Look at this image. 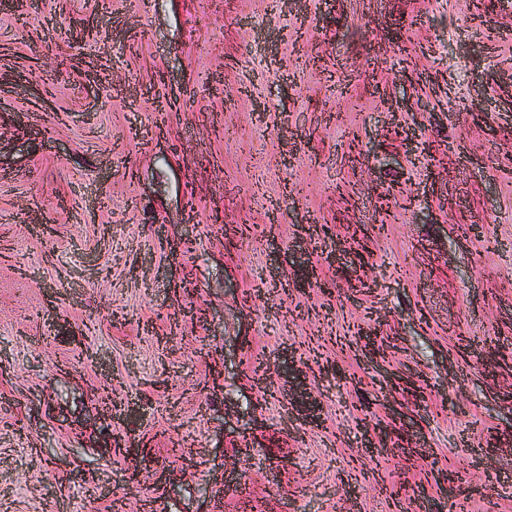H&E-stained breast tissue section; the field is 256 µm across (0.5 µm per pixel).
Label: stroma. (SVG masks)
Returning <instances> with one entry per match:
<instances>
[{"label": "stroma", "instance_id": "stroma-1", "mask_svg": "<svg viewBox=\"0 0 512 512\" xmlns=\"http://www.w3.org/2000/svg\"><path fill=\"white\" fill-rule=\"evenodd\" d=\"M0 512H512V0L0 7Z\"/></svg>", "mask_w": 512, "mask_h": 512}]
</instances>
